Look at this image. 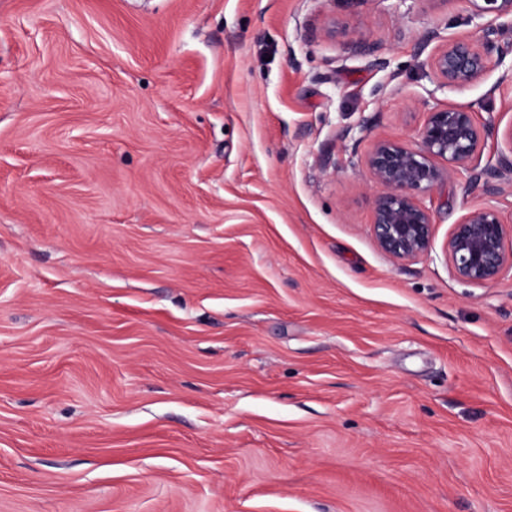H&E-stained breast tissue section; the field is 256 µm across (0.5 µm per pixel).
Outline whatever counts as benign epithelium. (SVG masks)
I'll list each match as a JSON object with an SVG mask.
<instances>
[{
    "label": "benign epithelium",
    "mask_w": 512,
    "mask_h": 512,
    "mask_svg": "<svg viewBox=\"0 0 512 512\" xmlns=\"http://www.w3.org/2000/svg\"><path fill=\"white\" fill-rule=\"evenodd\" d=\"M475 15L486 19L479 40L448 37L429 56L440 87L465 89L481 81L491 60L512 55V41L500 39L512 29V0H470ZM495 128L477 124L467 108L435 104L416 133V141L379 139L365 157L376 193L372 224L379 249L394 261H408L432 248L433 211L421 196L448 181V174L470 173ZM505 151L498 173L512 174V125L502 133ZM512 225L502 211L486 206L468 212L453 225L444 251L451 268L466 282L492 283L512 268Z\"/></svg>",
    "instance_id": "7a95c632"
}]
</instances>
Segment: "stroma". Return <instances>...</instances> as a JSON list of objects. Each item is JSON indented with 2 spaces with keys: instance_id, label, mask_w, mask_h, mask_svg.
<instances>
[{
  "instance_id": "obj_1",
  "label": "stroma",
  "mask_w": 512,
  "mask_h": 512,
  "mask_svg": "<svg viewBox=\"0 0 512 512\" xmlns=\"http://www.w3.org/2000/svg\"><path fill=\"white\" fill-rule=\"evenodd\" d=\"M470 0H0V512H512V270L377 246L364 157ZM497 194H490V187Z\"/></svg>"
}]
</instances>
